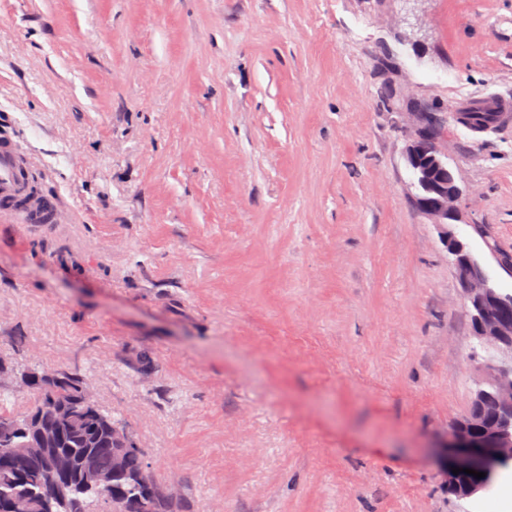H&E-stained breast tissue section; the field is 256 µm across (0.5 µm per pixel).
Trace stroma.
Instances as JSON below:
<instances>
[{
	"instance_id": "stroma-1",
	"label": "stroma",
	"mask_w": 512,
	"mask_h": 512,
	"mask_svg": "<svg viewBox=\"0 0 512 512\" xmlns=\"http://www.w3.org/2000/svg\"><path fill=\"white\" fill-rule=\"evenodd\" d=\"M512 0H0V134L62 224L0 221V378L82 377L173 512H493L443 446L493 351L405 160L512 277ZM486 236H479V229ZM464 112L467 124H461L474 131L488 127L497 120V112H492L489 107L483 105H474Z\"/></svg>"
}]
</instances>
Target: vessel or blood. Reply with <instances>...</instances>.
Returning <instances> with one entry per match:
<instances>
[{
    "label": "vessel or blood",
    "mask_w": 512,
    "mask_h": 512,
    "mask_svg": "<svg viewBox=\"0 0 512 512\" xmlns=\"http://www.w3.org/2000/svg\"><path fill=\"white\" fill-rule=\"evenodd\" d=\"M31 155L16 144L0 145V217L7 216L23 224H55L60 222L63 206L55 200L23 203V172L33 165Z\"/></svg>",
    "instance_id": "1"
}]
</instances>
